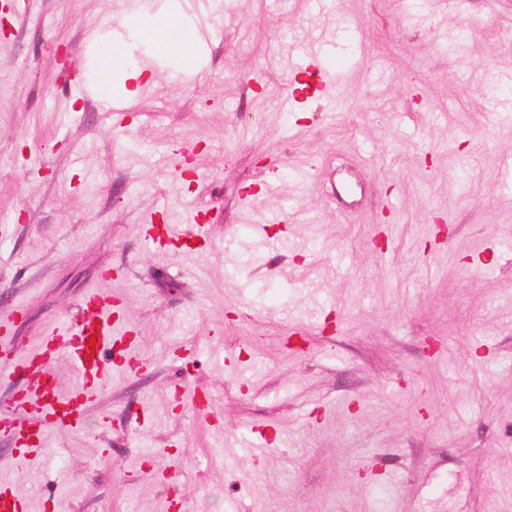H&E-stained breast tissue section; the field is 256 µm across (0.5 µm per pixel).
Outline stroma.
Wrapping results in <instances>:
<instances>
[{
    "mask_svg": "<svg viewBox=\"0 0 512 512\" xmlns=\"http://www.w3.org/2000/svg\"><path fill=\"white\" fill-rule=\"evenodd\" d=\"M130 15L0 0V406L93 289L142 365L22 478L0 429V482L27 512H512V0H224L203 82L123 42L152 81L119 121L84 32ZM323 35L357 66L290 91Z\"/></svg>",
    "mask_w": 512,
    "mask_h": 512,
    "instance_id": "35a3bbf8",
    "label": "stroma"
}]
</instances>
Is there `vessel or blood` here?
<instances>
[{
  "label": "vessel or blood",
  "mask_w": 512,
  "mask_h": 512,
  "mask_svg": "<svg viewBox=\"0 0 512 512\" xmlns=\"http://www.w3.org/2000/svg\"><path fill=\"white\" fill-rule=\"evenodd\" d=\"M332 59L329 45L315 41L298 56L295 70L314 75L317 89L329 92L338 88L344 77L343 68ZM118 307L111 296L89 294L85 312L74 328L52 329L41 346L22 360L20 369L28 385L0 408V427L14 433L18 441L14 454L17 475H24L26 463L38 457L49 431L79 426L83 402L111 377L113 367H135V342ZM60 355L83 377L82 387L66 396L60 394L50 370Z\"/></svg>",
  "instance_id": "vessel-or-blood-1"
}]
</instances>
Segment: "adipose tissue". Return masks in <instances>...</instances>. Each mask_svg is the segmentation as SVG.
<instances>
[{
  "label": "adipose tissue",
  "mask_w": 512,
  "mask_h": 512,
  "mask_svg": "<svg viewBox=\"0 0 512 512\" xmlns=\"http://www.w3.org/2000/svg\"><path fill=\"white\" fill-rule=\"evenodd\" d=\"M132 36L150 42L154 52L170 55L188 64L196 53L195 27L182 13L179 0H168L163 13L144 18L134 15L129 21Z\"/></svg>",
  "instance_id": "obj_1"
}]
</instances>
